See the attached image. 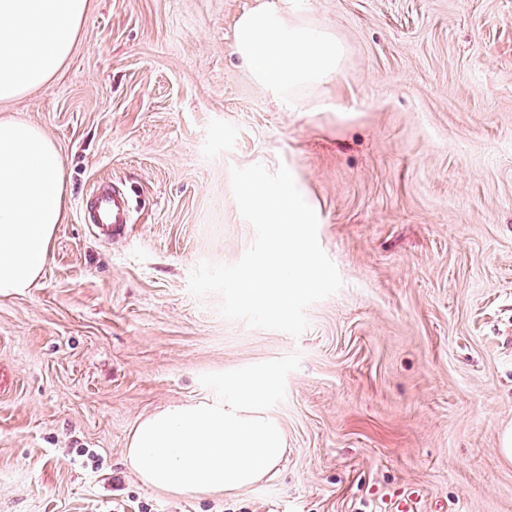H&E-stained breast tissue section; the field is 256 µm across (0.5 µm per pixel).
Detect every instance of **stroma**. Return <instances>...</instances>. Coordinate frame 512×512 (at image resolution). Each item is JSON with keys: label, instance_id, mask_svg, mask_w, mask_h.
Listing matches in <instances>:
<instances>
[{"label": "stroma", "instance_id": "1", "mask_svg": "<svg viewBox=\"0 0 512 512\" xmlns=\"http://www.w3.org/2000/svg\"><path fill=\"white\" fill-rule=\"evenodd\" d=\"M261 0H89L43 88L0 104L63 160L42 277L0 296V512H512V0H300L344 46L291 108L246 82ZM286 166L343 285L300 337L190 293L255 238L230 171ZM122 186L107 237L78 203ZM256 372L279 474L181 498L124 463L136 424Z\"/></svg>", "mask_w": 512, "mask_h": 512}]
</instances>
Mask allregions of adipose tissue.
I'll return each instance as SVG.
<instances>
[{
  "label": "adipose tissue",
  "mask_w": 512,
  "mask_h": 512,
  "mask_svg": "<svg viewBox=\"0 0 512 512\" xmlns=\"http://www.w3.org/2000/svg\"><path fill=\"white\" fill-rule=\"evenodd\" d=\"M89 0H0V103L41 88L70 55ZM242 74L289 102L334 79L343 47L327 32L263 4L235 32ZM65 211L61 155L36 125L0 121V296L44 272ZM228 398L170 405L139 421L126 464L147 486L176 496L231 494L275 477L287 450L262 402L264 376L226 384Z\"/></svg>",
  "instance_id": "adipose-tissue-1"
}]
</instances>
